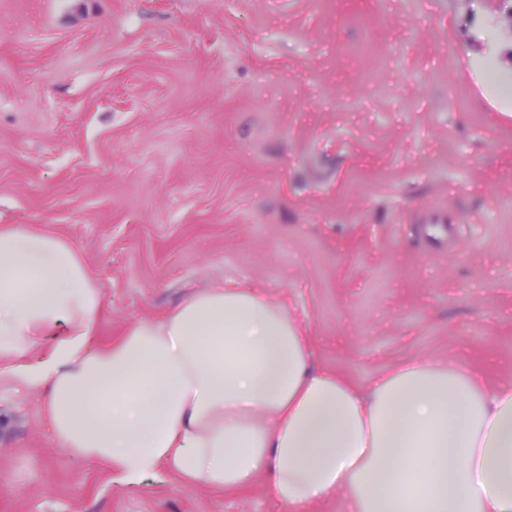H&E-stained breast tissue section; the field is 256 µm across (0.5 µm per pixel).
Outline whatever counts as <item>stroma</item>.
Instances as JSON below:
<instances>
[{
    "label": "stroma",
    "instance_id": "obj_1",
    "mask_svg": "<svg viewBox=\"0 0 512 512\" xmlns=\"http://www.w3.org/2000/svg\"><path fill=\"white\" fill-rule=\"evenodd\" d=\"M512 0H0V229L102 294L97 348L227 281L353 389L421 361L512 383V116L470 57ZM0 512H286L262 480L136 489L0 389Z\"/></svg>",
    "mask_w": 512,
    "mask_h": 512
}]
</instances>
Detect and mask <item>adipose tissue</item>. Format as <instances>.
Here are the masks:
<instances>
[{
    "label": "adipose tissue",
    "instance_id": "obj_1",
    "mask_svg": "<svg viewBox=\"0 0 512 512\" xmlns=\"http://www.w3.org/2000/svg\"><path fill=\"white\" fill-rule=\"evenodd\" d=\"M471 68L512 105L497 54ZM102 298L72 247L0 231V385L46 390L60 447L136 486L171 470L225 489L264 476L291 508L346 492L347 512H512V386L418 362L361 394L314 369L284 301L232 283L191 290L111 350Z\"/></svg>",
    "mask_w": 512,
    "mask_h": 512
}]
</instances>
